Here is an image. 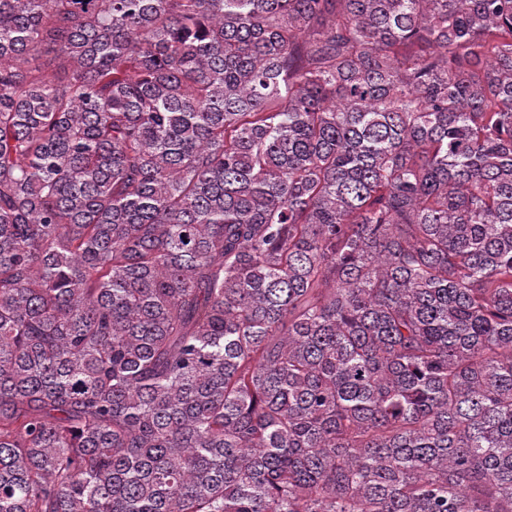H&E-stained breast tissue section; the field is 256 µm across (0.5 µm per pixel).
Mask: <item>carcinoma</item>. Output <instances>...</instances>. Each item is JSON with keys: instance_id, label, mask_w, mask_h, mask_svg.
<instances>
[{"instance_id": "1", "label": "carcinoma", "mask_w": 512, "mask_h": 512, "mask_svg": "<svg viewBox=\"0 0 512 512\" xmlns=\"http://www.w3.org/2000/svg\"><path fill=\"white\" fill-rule=\"evenodd\" d=\"M0 512H512V0H0Z\"/></svg>"}]
</instances>
